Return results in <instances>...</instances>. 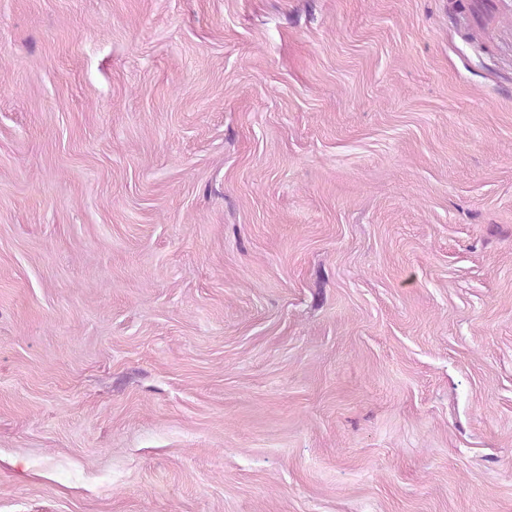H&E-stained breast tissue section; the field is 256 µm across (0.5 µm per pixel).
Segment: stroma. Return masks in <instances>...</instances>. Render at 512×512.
<instances>
[{
  "label": "stroma",
  "instance_id": "1",
  "mask_svg": "<svg viewBox=\"0 0 512 512\" xmlns=\"http://www.w3.org/2000/svg\"><path fill=\"white\" fill-rule=\"evenodd\" d=\"M0 512H512V0H0Z\"/></svg>",
  "mask_w": 512,
  "mask_h": 512
}]
</instances>
